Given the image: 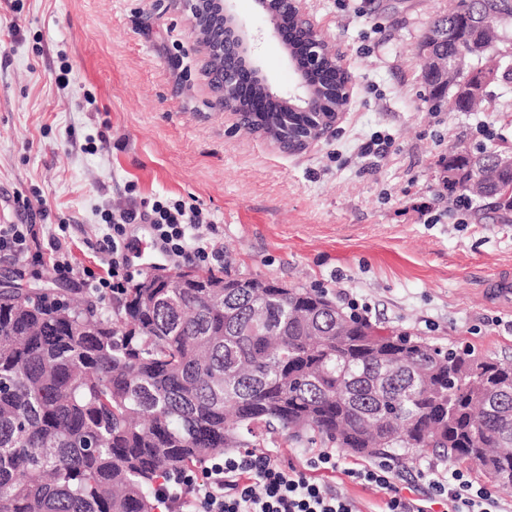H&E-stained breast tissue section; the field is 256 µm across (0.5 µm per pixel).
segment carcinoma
I'll list each match as a JSON object with an SVG mask.
<instances>
[{
	"instance_id": "1",
	"label": "carcinoma",
	"mask_w": 512,
	"mask_h": 512,
	"mask_svg": "<svg viewBox=\"0 0 512 512\" xmlns=\"http://www.w3.org/2000/svg\"><path fill=\"white\" fill-rule=\"evenodd\" d=\"M475 18L500 34L481 53ZM433 26L448 39L425 46L464 65L430 99L472 112L483 96L466 87L512 62V3L451 0ZM241 96L266 100L269 117L284 106L258 84ZM501 154L449 151L448 198H494L509 220ZM174 277V288L136 282L113 314L46 288L0 289V512H159L161 486L267 433L369 458L431 451L512 485V360L384 335L307 288Z\"/></svg>"
}]
</instances>
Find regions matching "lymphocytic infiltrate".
Returning <instances> with one entry per match:
<instances>
[{"label": "lymphocytic infiltrate", "mask_w": 512, "mask_h": 512, "mask_svg": "<svg viewBox=\"0 0 512 512\" xmlns=\"http://www.w3.org/2000/svg\"><path fill=\"white\" fill-rule=\"evenodd\" d=\"M109 228L98 251L103 260L100 270L75 268L70 260L65 234L67 225L39 243L34 224H0V256L16 259L34 255L50 257L58 278L78 281L94 294H122L133 275L126 252L127 227L149 225L165 255L174 261H191L208 266L220 260L222 252L200 233L207 217L202 208L172 197L141 200L120 212H104ZM308 471L283 466L273 456L251 450L225 455L212 462L197 476L188 478L171 499L179 512H358L353 501L316 480V473L333 474L341 467L339 456L324 449L308 461ZM350 477L361 484L386 491L384 512H493L497 506L490 489L474 486L458 469L443 471L426 468L419 477L427 489L424 503L403 495L401 473L395 459L350 470Z\"/></svg>", "instance_id": "1"}]
</instances>
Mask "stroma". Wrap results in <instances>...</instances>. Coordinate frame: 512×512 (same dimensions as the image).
Wrapping results in <instances>:
<instances>
[{
  "label": "stroma",
  "mask_w": 512,
  "mask_h": 512,
  "mask_svg": "<svg viewBox=\"0 0 512 512\" xmlns=\"http://www.w3.org/2000/svg\"><path fill=\"white\" fill-rule=\"evenodd\" d=\"M448 0H307L335 45L353 101L333 135L288 154L236 126L216 105L187 19L175 0H0V224L46 211L66 223L76 266L100 259L101 215L134 199L200 205L224 249L211 270L317 288L340 307L367 306L378 326L512 360V308L486 302L512 272V223L441 195L439 161L455 146L512 144V93L487 112L434 111L418 45ZM272 91L297 76L257 0H235ZM106 134L109 144L93 149ZM386 140L382 155L363 143ZM46 284L77 300L50 261L0 258V277ZM327 477L359 512L386 494Z\"/></svg>",
  "instance_id": "1"
}]
</instances>
